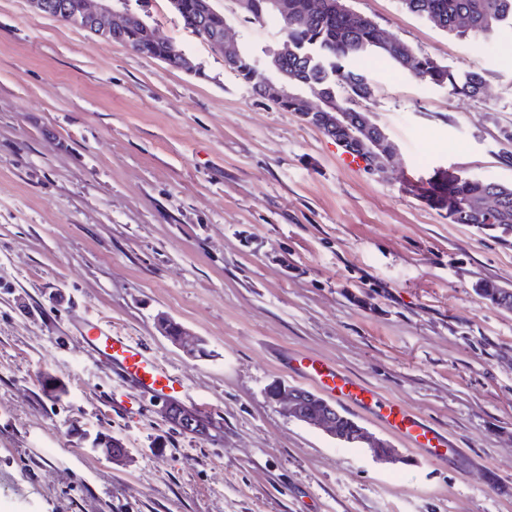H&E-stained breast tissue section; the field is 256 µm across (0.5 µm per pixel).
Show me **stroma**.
Segmentation results:
<instances>
[{"mask_svg":"<svg viewBox=\"0 0 512 512\" xmlns=\"http://www.w3.org/2000/svg\"><path fill=\"white\" fill-rule=\"evenodd\" d=\"M213 7L253 52L278 23ZM484 92L453 96L389 61L361 68L399 149L386 180L254 94L168 0L125 6L195 72L0 0V512H512V236L448 217V179L512 186V28L474 42L401 0H348ZM204 342L194 356L156 327ZM110 321L185 380L186 432L113 384L79 339ZM306 352L404 402L462 448L435 466L372 415L385 463L265 398ZM125 414L113 413L111 400ZM127 448L120 460L91 434ZM495 468L498 488L484 485Z\"/></svg>","mask_w":512,"mask_h":512,"instance_id":"obj_1","label":"stroma"}]
</instances>
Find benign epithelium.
<instances>
[{
    "label": "benign epithelium",
    "mask_w": 512,
    "mask_h": 512,
    "mask_svg": "<svg viewBox=\"0 0 512 512\" xmlns=\"http://www.w3.org/2000/svg\"><path fill=\"white\" fill-rule=\"evenodd\" d=\"M30 2L34 9L42 14L62 19L73 26L99 34L118 35L127 29L131 18V15L124 11H111L98 7L95 5V0H79L74 10L64 14L50 0H30ZM194 34L211 44L215 52L224 56L225 66L228 67L238 61V34L231 24L226 22L224 26L214 31L199 26L194 29ZM136 39L142 49H149L166 42V38L160 35L156 29L145 24L139 26ZM261 87L262 97L275 104L291 102L303 120L319 131L330 136L345 133L347 140L365 153L364 167L369 173L383 178L392 171L391 165L399 157L398 147L388 136L374 133V123L370 112L358 113L354 123L351 124L345 107L339 104L331 111L324 112L321 107L312 105L306 97L294 93L287 84L267 77L261 80ZM345 141H340V144H345ZM159 328L164 336L187 352L200 353L203 351L200 340L190 335L177 322L163 318L159 321ZM265 397L270 403L279 406L288 415V418L317 427L340 443L347 441L341 435V427L338 422L339 412L335 407L323 401L320 411H306L302 408V400L312 398V394L282 383H276L266 388ZM353 430V439L347 442L372 451L373 457L377 460L392 458L393 451L391 450L384 455L375 452V449L382 447L379 438L357 425L353 427ZM92 445L111 458L127 454L126 449L121 447L120 443L102 433L95 435Z\"/></svg>",
    "instance_id": "7a95c632"
}]
</instances>
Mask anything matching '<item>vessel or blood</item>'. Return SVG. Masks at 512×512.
<instances>
[{"label": "vessel or blood", "instance_id": "b4317fda", "mask_svg": "<svg viewBox=\"0 0 512 512\" xmlns=\"http://www.w3.org/2000/svg\"><path fill=\"white\" fill-rule=\"evenodd\" d=\"M82 341L108 362L115 381L135 390L141 400L170 405L186 397L188 388L180 374L162 365L143 344L113 331L111 325L88 323ZM288 366L296 377L318 388L340 406L372 414L429 462L441 464L459 457V448L446 432L403 403L381 396L376 389L336 365L296 353L289 357Z\"/></svg>", "mask_w": 512, "mask_h": 512}]
</instances>
